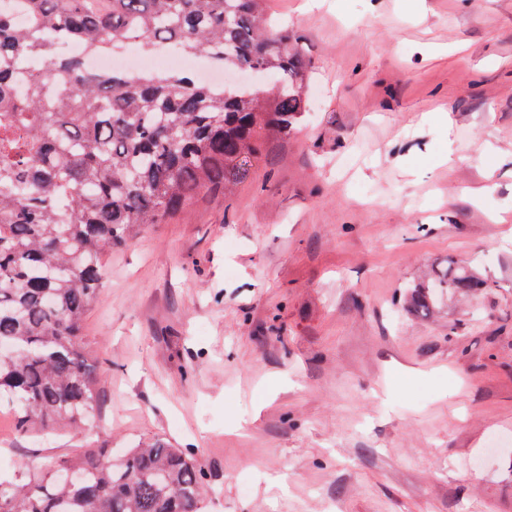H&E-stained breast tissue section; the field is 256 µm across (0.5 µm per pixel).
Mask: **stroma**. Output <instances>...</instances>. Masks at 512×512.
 Instances as JSON below:
<instances>
[{
	"mask_svg": "<svg viewBox=\"0 0 512 512\" xmlns=\"http://www.w3.org/2000/svg\"><path fill=\"white\" fill-rule=\"evenodd\" d=\"M307 110L231 192L106 251L97 419L0 474L163 439L203 512H512V0H262ZM485 280L408 306L446 259Z\"/></svg>",
	"mask_w": 512,
	"mask_h": 512,
	"instance_id": "1",
	"label": "stroma"
}]
</instances>
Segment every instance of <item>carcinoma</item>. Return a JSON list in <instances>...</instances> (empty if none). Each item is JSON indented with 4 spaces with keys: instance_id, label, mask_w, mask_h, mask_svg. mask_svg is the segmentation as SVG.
<instances>
[{
    "instance_id": "cac0c4a2",
    "label": "carcinoma",
    "mask_w": 512,
    "mask_h": 512,
    "mask_svg": "<svg viewBox=\"0 0 512 512\" xmlns=\"http://www.w3.org/2000/svg\"><path fill=\"white\" fill-rule=\"evenodd\" d=\"M27 25L0 12V396L18 430L78 425L97 408L98 365L82 342L102 287V256L141 227L165 224L196 198L247 177L266 137L303 116L304 60L264 22L259 0H14ZM166 44L276 77L266 90L216 87L182 71L89 73L57 55ZM38 57L29 75L23 63ZM484 282L450 258L431 289ZM57 469L80 474L69 486ZM198 458L162 440L115 460L103 450L23 464L0 479V512H201Z\"/></svg>"
}]
</instances>
